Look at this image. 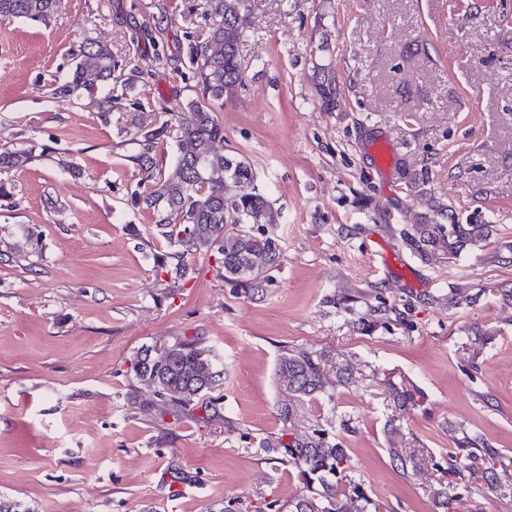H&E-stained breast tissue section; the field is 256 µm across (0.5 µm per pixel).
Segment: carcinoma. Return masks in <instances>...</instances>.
<instances>
[{"label": "carcinoma", "mask_w": 512, "mask_h": 512, "mask_svg": "<svg viewBox=\"0 0 512 512\" xmlns=\"http://www.w3.org/2000/svg\"><path fill=\"white\" fill-rule=\"evenodd\" d=\"M242 0H200L202 15L208 21L201 39L190 40L184 53L195 66L197 98L189 102L191 112H177L154 128L134 132L138 154L134 157L141 179L131 195L136 208L153 214L154 224L171 248L174 264L160 265L162 272L179 279L185 275L188 255L215 253L223 269L224 281L246 297L266 293L271 279L267 272L282 264L283 250L273 227L282 221L281 211L272 207L256 185L253 164L245 157L224 155L215 144L224 141V128L214 112L216 105L232 101L244 87L245 70L239 54L243 37L240 17ZM62 0H0V22L23 19L49 23L58 13ZM119 67L111 48L94 39L87 40L76 53L73 69L55 88L59 94L83 90L96 102L95 94L112 81ZM173 142L175 160L165 169L157 162L159 147ZM34 159L26 149L0 151V174L20 169ZM492 233L490 224H461L452 220L440 224L425 220L412 225L407 241L424 260L436 255L456 258L468 245H476ZM172 360H159L144 349L130 360L127 369L133 378L155 388L169 403L167 411L180 412L201 405L212 418L220 417L218 399L210 394L222 385L223 370L210 351L200 347L193 336L170 345ZM278 378L288 392V401L278 409L283 424L290 422L294 403L313 400L326 393L327 378L320 362L308 352L283 357ZM298 468L303 490L281 502L272 500L259 512H374L378 505L370 498L364 483L351 475L347 449L328 438L327 430L287 442L278 439L267 444ZM390 458L402 468H419L425 458L401 448L389 449ZM497 454L491 449L467 456V463L454 464L448 474L468 469L473 476L487 477ZM453 482H442L435 501L443 509L457 498Z\"/></svg>", "instance_id": "cac0c4a2"}]
</instances>
